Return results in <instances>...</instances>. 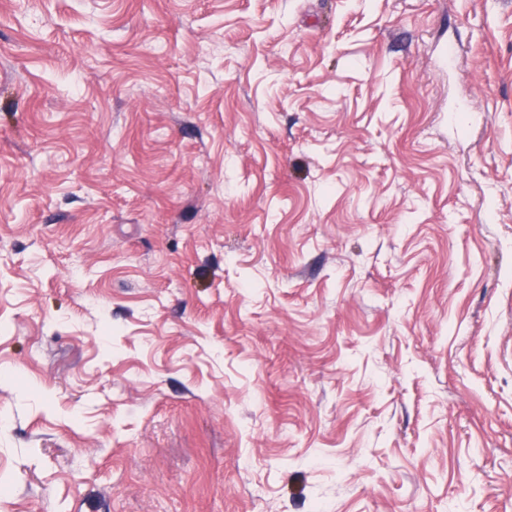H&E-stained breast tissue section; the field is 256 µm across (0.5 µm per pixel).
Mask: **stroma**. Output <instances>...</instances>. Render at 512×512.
Instances as JSON below:
<instances>
[{
    "mask_svg": "<svg viewBox=\"0 0 512 512\" xmlns=\"http://www.w3.org/2000/svg\"><path fill=\"white\" fill-rule=\"evenodd\" d=\"M512 512V0H0V512Z\"/></svg>",
    "mask_w": 512,
    "mask_h": 512,
    "instance_id": "1",
    "label": "stroma"
}]
</instances>
